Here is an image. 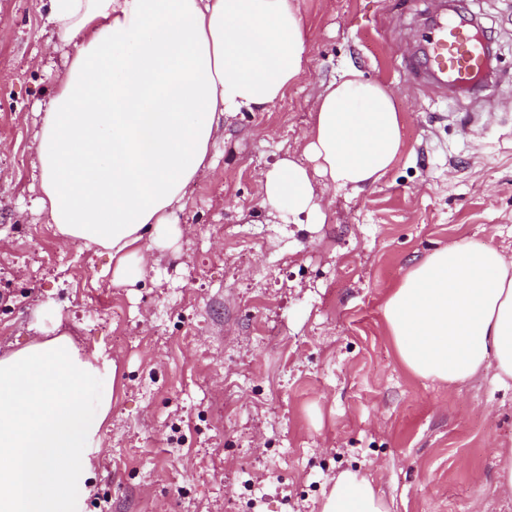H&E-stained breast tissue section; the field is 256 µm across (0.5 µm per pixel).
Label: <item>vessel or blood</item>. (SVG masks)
I'll list each match as a JSON object with an SVG mask.
<instances>
[{
  "label": "vessel or blood",
  "instance_id": "b4317fda",
  "mask_svg": "<svg viewBox=\"0 0 512 512\" xmlns=\"http://www.w3.org/2000/svg\"><path fill=\"white\" fill-rule=\"evenodd\" d=\"M485 40L469 19L440 8L403 54L408 74L445 86L468 85L484 67Z\"/></svg>",
  "mask_w": 512,
  "mask_h": 512
}]
</instances>
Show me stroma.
<instances>
[{
  "instance_id": "1",
  "label": "stroma",
  "mask_w": 512,
  "mask_h": 512,
  "mask_svg": "<svg viewBox=\"0 0 512 512\" xmlns=\"http://www.w3.org/2000/svg\"><path fill=\"white\" fill-rule=\"evenodd\" d=\"M309 62L267 112L224 122L186 190L179 237L142 274L64 241L39 210L42 111L65 46L48 0H0V355L53 332L119 367L87 512H320L343 470L391 512H512V386L459 387L398 362L382 313L409 268L479 240L512 255V104L408 77L405 45L435 0H296ZM499 45L512 89V0H454ZM391 93L404 148L376 184L318 187L324 221L291 224L262 174L301 155L319 94L348 68Z\"/></svg>"
}]
</instances>
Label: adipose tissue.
<instances>
[{
	"label": "adipose tissue",
	"instance_id": "1",
	"mask_svg": "<svg viewBox=\"0 0 512 512\" xmlns=\"http://www.w3.org/2000/svg\"><path fill=\"white\" fill-rule=\"evenodd\" d=\"M50 35L74 46L41 120L38 202L68 240L107 253L112 279L143 266L144 240L178 235L174 210L212 164L231 112H265L307 62L294 0H50ZM403 146L381 84L347 69L318 96L303 160L264 175L289 223H321L316 187L378 182ZM387 334L413 375L448 385L486 369L512 380V258L475 240L413 265L387 295ZM118 367L71 336L0 357V512H86ZM321 512H390L366 476L341 472Z\"/></svg>",
	"mask_w": 512,
	"mask_h": 512
}]
</instances>
